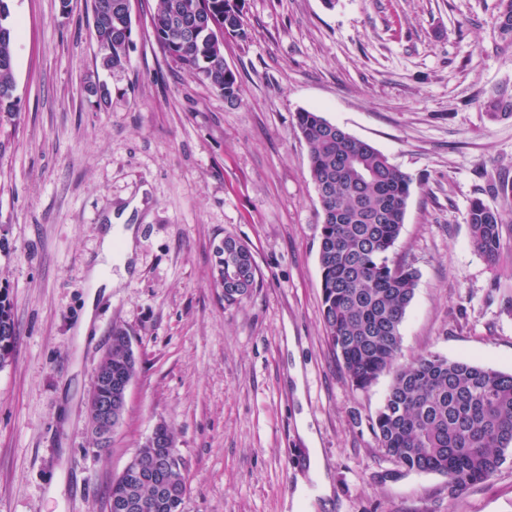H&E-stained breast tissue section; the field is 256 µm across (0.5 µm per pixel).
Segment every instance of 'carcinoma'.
Returning a JSON list of instances; mask_svg holds the SVG:
<instances>
[{
  "mask_svg": "<svg viewBox=\"0 0 512 512\" xmlns=\"http://www.w3.org/2000/svg\"><path fill=\"white\" fill-rule=\"evenodd\" d=\"M127 0H93L101 66L120 70L132 32ZM6 0H0V110L12 106L13 45ZM160 48L227 102L238 99V80L224 61V36L246 37L242 15L230 0H158L152 17ZM493 32L512 43V0H499ZM492 121L512 117V90L484 101ZM295 127L309 148L310 177L323 212L319 266L326 339L357 390L385 372L392 382L372 419L379 447L407 471L436 473L448 493L481 482L512 455V373L437 354L397 363L401 326L414 298L418 273L390 259L404 224L412 178L371 143L348 134L318 112L301 110ZM500 207L480 198L467 212L471 243L498 261L503 215L512 212V184L494 188ZM224 301L240 302L257 285L258 268L245 242L226 236L215 248ZM16 327L8 290L0 289V369L12 360ZM137 358L127 332L112 330L95 376L93 399L114 394V382L135 376ZM184 465L168 425L158 423L137 450L136 463L112 480L108 500L125 512H183Z\"/></svg>",
  "mask_w": 512,
  "mask_h": 512,
  "instance_id": "carcinoma-1",
  "label": "carcinoma"
}]
</instances>
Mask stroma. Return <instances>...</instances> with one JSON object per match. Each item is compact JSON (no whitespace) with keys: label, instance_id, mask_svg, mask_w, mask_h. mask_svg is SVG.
Here are the masks:
<instances>
[{"label":"stroma","instance_id":"stroma-1","mask_svg":"<svg viewBox=\"0 0 512 512\" xmlns=\"http://www.w3.org/2000/svg\"><path fill=\"white\" fill-rule=\"evenodd\" d=\"M157 0H132L124 69L99 66L91 0H8L16 106L0 114V288L16 343L0 369V512H107L112 480L156 423L173 429L184 512H512V460L477 484L408 472L371 422L391 382L351 386L323 331L322 210L297 111L368 141L413 184L391 254L419 279L401 361L424 354L512 373V215L488 264L470 202L512 182V45L499 0H242L224 39L227 103L157 44ZM103 84L97 104L88 82ZM135 224L131 270L78 325L109 214ZM247 243L253 295L227 303L216 245ZM138 359L104 450L89 399L113 328ZM315 439L330 493L295 508ZM493 32L500 40L512 44V0H499L498 13L493 21ZM486 114L492 121L509 119L512 117V90L500 88L484 101Z\"/></svg>","mask_w":512,"mask_h":512}]
</instances>
